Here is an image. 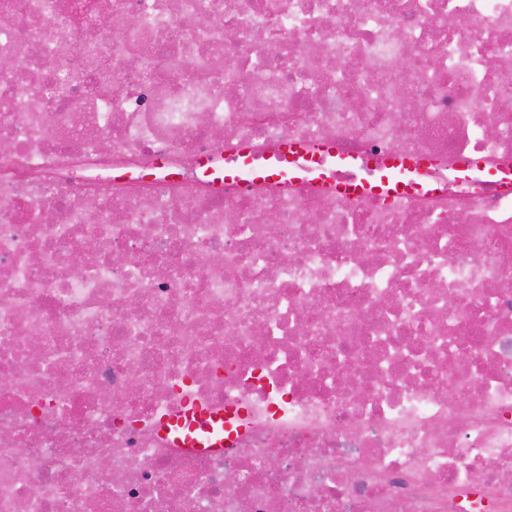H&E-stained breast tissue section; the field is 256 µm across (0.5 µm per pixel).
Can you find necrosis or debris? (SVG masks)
Returning a JSON list of instances; mask_svg holds the SVG:
<instances>
[{"mask_svg":"<svg viewBox=\"0 0 512 512\" xmlns=\"http://www.w3.org/2000/svg\"><path fill=\"white\" fill-rule=\"evenodd\" d=\"M1 17L0 512H512V0ZM319 140L436 189L196 174ZM196 404L223 449L160 434ZM431 163L432 162L427 158H402L394 160L389 165V171L385 175H381L369 183L367 181H348L338 189L340 192L347 195L365 192L376 195L393 194V196H403L404 183L397 178V175L401 172H409L410 170L428 169Z\"/></svg>","mask_w":512,"mask_h":512,"instance_id":"1","label":"necrosis or debris"}]
</instances>
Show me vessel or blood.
<instances>
[{"label":"vessel or blood","instance_id":"obj_1","mask_svg":"<svg viewBox=\"0 0 512 512\" xmlns=\"http://www.w3.org/2000/svg\"><path fill=\"white\" fill-rule=\"evenodd\" d=\"M329 162L340 167L356 166V159L338 153L335 145L320 143L312 146L287 143L281 146L276 155L264 162L253 159L248 147H240L239 158L233 165L220 168L215 158L205 157L199 163L201 173L214 175L224 182L237 184L240 190H248L254 184L275 182L296 175L300 165ZM431 162L426 158H402L391 163L385 175L372 182L350 181L341 185L340 190L347 195L389 193L403 195L404 184L398 175L410 170H424ZM159 431L173 439L174 443L185 448H220L224 445V414L199 406L186 410L182 415L163 419Z\"/></svg>","mask_w":512,"mask_h":512}]
</instances>
